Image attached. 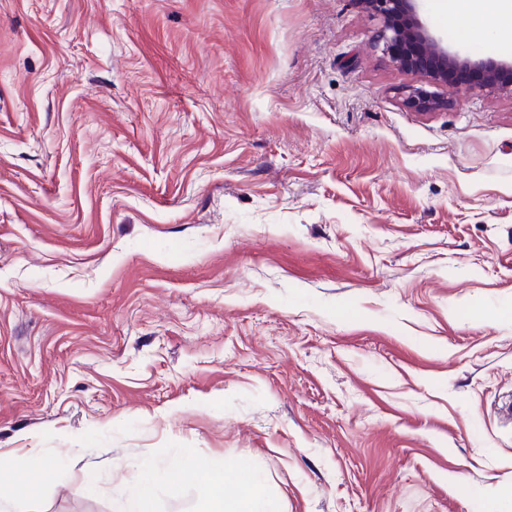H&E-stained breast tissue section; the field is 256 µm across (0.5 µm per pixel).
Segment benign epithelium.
<instances>
[{"label": "benign epithelium", "mask_w": 512, "mask_h": 512, "mask_svg": "<svg viewBox=\"0 0 512 512\" xmlns=\"http://www.w3.org/2000/svg\"><path fill=\"white\" fill-rule=\"evenodd\" d=\"M416 0H359L381 19L375 35L376 47L399 69L417 81L405 90L406 106L419 112L445 110L450 100L439 93L442 87L466 86L471 90L512 93V64L472 61L448 51L431 34L416 14Z\"/></svg>", "instance_id": "1"}]
</instances>
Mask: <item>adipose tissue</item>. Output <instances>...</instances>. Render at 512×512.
I'll use <instances>...</instances> for the list:
<instances>
[{"mask_svg":"<svg viewBox=\"0 0 512 512\" xmlns=\"http://www.w3.org/2000/svg\"><path fill=\"white\" fill-rule=\"evenodd\" d=\"M448 14L477 17L494 39L512 43V0H448ZM167 476L175 486L197 482L200 512H278L275 503L264 497L252 480L249 464L243 459L227 464L220 459L200 461L183 456ZM228 484L238 487L235 497H225Z\"/></svg>","mask_w":512,"mask_h":512,"instance_id":"adipose-tissue-1","label":"adipose tissue"}]
</instances>
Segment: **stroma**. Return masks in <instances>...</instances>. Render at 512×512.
<instances>
[{
    "label": "stroma",
    "mask_w": 512,
    "mask_h": 512,
    "mask_svg": "<svg viewBox=\"0 0 512 512\" xmlns=\"http://www.w3.org/2000/svg\"><path fill=\"white\" fill-rule=\"evenodd\" d=\"M380 25L358 0H0L21 512H113L177 451L247 460L280 512H512V95L408 108Z\"/></svg>",
    "instance_id": "obj_1"
}]
</instances>
